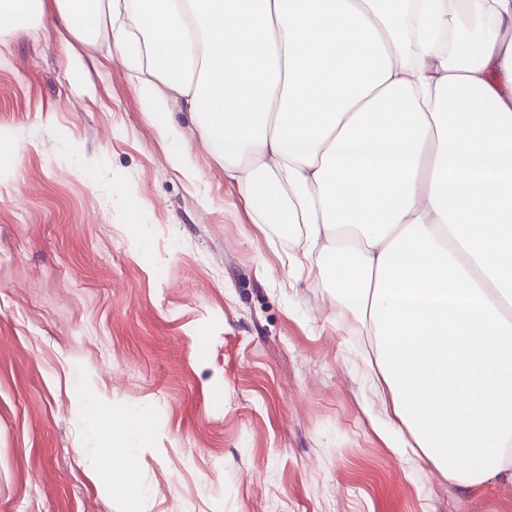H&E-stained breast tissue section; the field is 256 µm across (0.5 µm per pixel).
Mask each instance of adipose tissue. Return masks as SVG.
Wrapping results in <instances>:
<instances>
[{"label":"adipose tissue","mask_w":512,"mask_h":512,"mask_svg":"<svg viewBox=\"0 0 512 512\" xmlns=\"http://www.w3.org/2000/svg\"><path fill=\"white\" fill-rule=\"evenodd\" d=\"M0 0L55 11L130 72L190 174L187 113L256 224L302 229L364 358L382 436L465 488L512 482V0ZM102 464L140 494L147 414L90 401Z\"/></svg>","instance_id":"1"}]
</instances>
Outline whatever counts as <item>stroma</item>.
I'll list each match as a JSON object with an SVG mask.
<instances>
[{"label":"stroma","mask_w":512,"mask_h":512,"mask_svg":"<svg viewBox=\"0 0 512 512\" xmlns=\"http://www.w3.org/2000/svg\"><path fill=\"white\" fill-rule=\"evenodd\" d=\"M0 131V512H125L85 399L154 415L139 512H512L511 484L408 471L300 243L197 141L173 168L119 61L50 21L0 35Z\"/></svg>","instance_id":"obj_1"}]
</instances>
